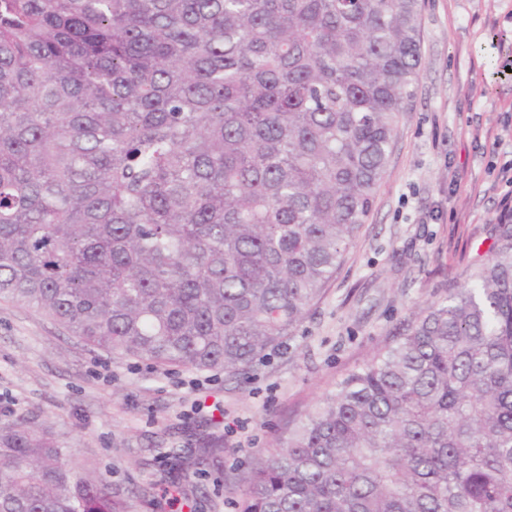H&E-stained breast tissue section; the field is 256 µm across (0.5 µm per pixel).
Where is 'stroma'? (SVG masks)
<instances>
[{
	"instance_id": "35a3bbf8",
	"label": "stroma",
	"mask_w": 512,
	"mask_h": 512,
	"mask_svg": "<svg viewBox=\"0 0 512 512\" xmlns=\"http://www.w3.org/2000/svg\"><path fill=\"white\" fill-rule=\"evenodd\" d=\"M422 61L373 210L296 331L232 375L158 367L87 346L36 309L0 301V422L50 427L67 460L137 499L182 454L220 435L195 512H236L247 459L443 299L512 218V0H421Z\"/></svg>"
}]
</instances>
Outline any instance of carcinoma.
<instances>
[{
    "instance_id": "1",
    "label": "carcinoma",
    "mask_w": 512,
    "mask_h": 512,
    "mask_svg": "<svg viewBox=\"0 0 512 512\" xmlns=\"http://www.w3.org/2000/svg\"><path fill=\"white\" fill-rule=\"evenodd\" d=\"M419 0H0V299L86 345L238 374L368 219ZM251 457L240 512H512V225ZM224 452L163 455L186 487ZM34 422L0 512H129Z\"/></svg>"
}]
</instances>
